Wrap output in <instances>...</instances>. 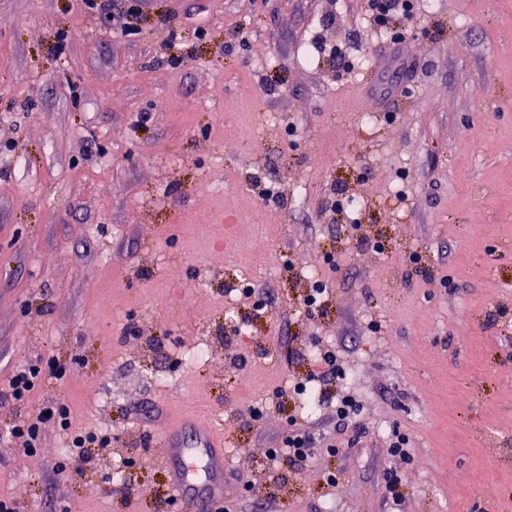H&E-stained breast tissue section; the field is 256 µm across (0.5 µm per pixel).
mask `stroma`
<instances>
[{"mask_svg": "<svg viewBox=\"0 0 512 512\" xmlns=\"http://www.w3.org/2000/svg\"><path fill=\"white\" fill-rule=\"evenodd\" d=\"M416 12L392 46L364 0H143L125 19L0 0V386L56 356L70 371L29 411L64 399L73 426L121 434L71 481L57 424L27 454L2 403L0 494L22 512H175L161 434L197 417L254 483L232 512H512V0ZM317 279L333 290L311 316ZM322 349L367 436L270 481L301 407L239 415Z\"/></svg>", "mask_w": 512, "mask_h": 512, "instance_id": "35a3bbf8", "label": "stroma"}]
</instances>
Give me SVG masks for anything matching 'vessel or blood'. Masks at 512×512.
Listing matches in <instances>:
<instances>
[{
	"label": "vessel or blood",
	"mask_w": 512,
	"mask_h": 512,
	"mask_svg": "<svg viewBox=\"0 0 512 512\" xmlns=\"http://www.w3.org/2000/svg\"><path fill=\"white\" fill-rule=\"evenodd\" d=\"M163 465L169 493L188 512H222L230 493L224 481V430L210 422L164 428Z\"/></svg>",
	"instance_id": "1"
}]
</instances>
